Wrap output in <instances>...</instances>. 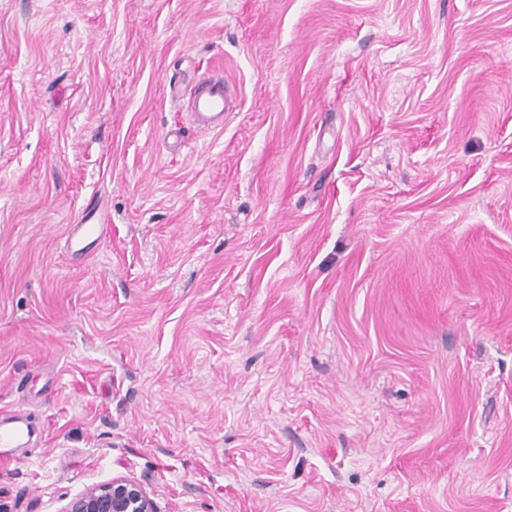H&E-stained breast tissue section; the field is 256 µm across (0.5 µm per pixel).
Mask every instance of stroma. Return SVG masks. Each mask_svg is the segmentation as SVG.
Masks as SVG:
<instances>
[{
	"label": "stroma",
	"mask_w": 512,
	"mask_h": 512,
	"mask_svg": "<svg viewBox=\"0 0 512 512\" xmlns=\"http://www.w3.org/2000/svg\"><path fill=\"white\" fill-rule=\"evenodd\" d=\"M17 409L0 512H512V0H0ZM186 97L190 110L188 114L195 126L205 130L224 128V113L233 102V94L223 77L212 75L204 78ZM103 225L101 224H74L69 236V251L73 256L82 255L86 247L100 239ZM64 512H158L154 500L134 480L112 479L73 498Z\"/></svg>",
	"instance_id": "1"
}]
</instances>
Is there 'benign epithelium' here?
Segmentation results:
<instances>
[{"instance_id": "obj_1", "label": "benign epithelium", "mask_w": 512, "mask_h": 512, "mask_svg": "<svg viewBox=\"0 0 512 512\" xmlns=\"http://www.w3.org/2000/svg\"><path fill=\"white\" fill-rule=\"evenodd\" d=\"M64 512H157V508L139 483L118 477L73 498Z\"/></svg>"}]
</instances>
